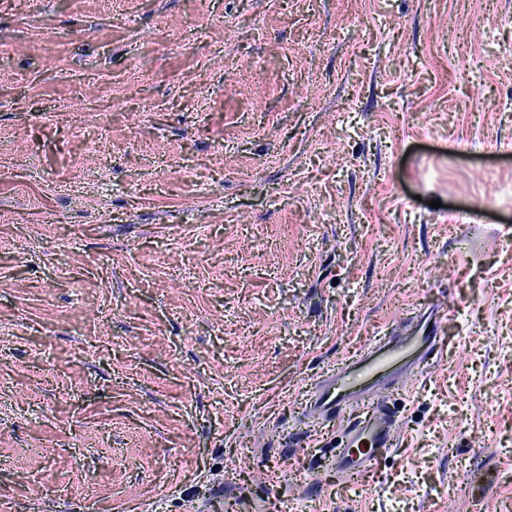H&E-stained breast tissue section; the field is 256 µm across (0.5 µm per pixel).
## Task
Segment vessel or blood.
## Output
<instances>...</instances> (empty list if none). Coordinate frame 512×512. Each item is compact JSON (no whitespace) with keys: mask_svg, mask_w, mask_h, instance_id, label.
Masks as SVG:
<instances>
[{"mask_svg":"<svg viewBox=\"0 0 512 512\" xmlns=\"http://www.w3.org/2000/svg\"><path fill=\"white\" fill-rule=\"evenodd\" d=\"M408 336L385 335L368 354L327 373L312 393L311 408L327 419L351 415L343 430L336 468L350 477L365 473L377 457L395 445V413L379 399L385 381L403 383L432 360L441 339L438 308L421 310Z\"/></svg>","mask_w":512,"mask_h":512,"instance_id":"1","label":"vessel or blood"}]
</instances>
